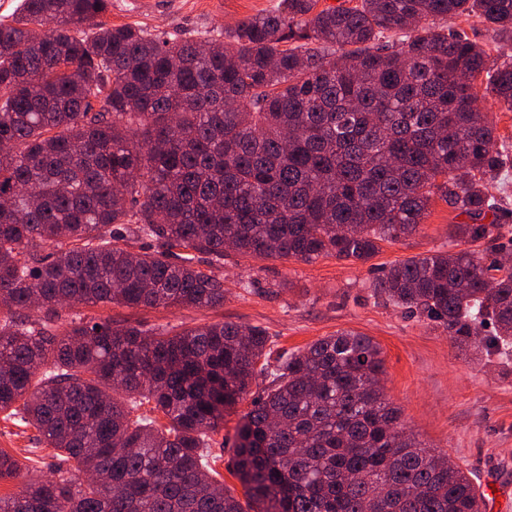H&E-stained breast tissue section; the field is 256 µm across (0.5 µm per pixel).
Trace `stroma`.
Listing matches in <instances>:
<instances>
[{
	"instance_id": "35a3bbf8",
	"label": "stroma",
	"mask_w": 512,
	"mask_h": 512,
	"mask_svg": "<svg viewBox=\"0 0 512 512\" xmlns=\"http://www.w3.org/2000/svg\"><path fill=\"white\" fill-rule=\"evenodd\" d=\"M282 0H158L140 9L132 0H112L105 22L139 25L157 33L183 34L233 29L240 21L276 10ZM456 211L432 199L414 235L382 243L367 262L324 257L312 263L244 258L224 259V303L217 308H128L117 304L81 306L64 319L95 317L131 322L141 329L179 332L212 322L257 325L266 330L273 352H292L316 339L352 331L381 348V383L399 407L405 430L427 449L446 453L471 472L480 488L512 489V358L490 356L475 362L454 348L434 323L375 296L370 288L390 264L415 255L457 252L468 244L451 238ZM240 402L212 434L219 480L235 496L243 488L233 468L235 426L247 411ZM0 449L28 460L43 474L61 463L54 449L36 439L33 428L0 416Z\"/></svg>"
}]
</instances>
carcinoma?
Segmentation results:
<instances>
[{
	"mask_svg": "<svg viewBox=\"0 0 512 512\" xmlns=\"http://www.w3.org/2000/svg\"><path fill=\"white\" fill-rule=\"evenodd\" d=\"M317 2L178 36L106 24L110 0H21L0 21V412L69 464L35 479L0 450V480H26L0 512H245L209 434L260 374L234 463L257 512H483L471 473L405 431L368 336L274 357L259 326L62 322L99 303L219 307L228 248L366 262L434 196L472 220L450 237L512 248L491 191L512 162L481 105L512 112V60L448 31L467 14L512 34V0ZM142 239L155 249L131 251ZM372 288L478 359L512 356L497 259L417 255Z\"/></svg>",
	"mask_w": 512,
	"mask_h": 512,
	"instance_id": "1",
	"label": "carcinoma"
}]
</instances>
